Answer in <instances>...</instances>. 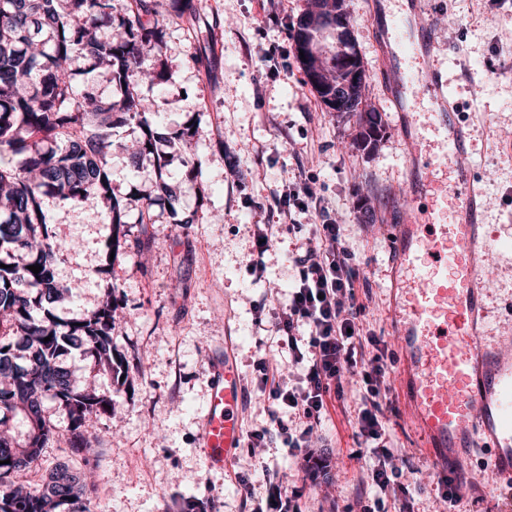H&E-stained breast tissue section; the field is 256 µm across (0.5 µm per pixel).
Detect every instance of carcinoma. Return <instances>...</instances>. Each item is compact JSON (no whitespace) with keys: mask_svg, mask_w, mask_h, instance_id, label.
Segmentation results:
<instances>
[{"mask_svg":"<svg viewBox=\"0 0 512 512\" xmlns=\"http://www.w3.org/2000/svg\"><path fill=\"white\" fill-rule=\"evenodd\" d=\"M157 0H133L118 11L112 0H0V512H91L94 483L68 463L53 460L42 483L33 488L16 475L45 456L61 437L73 458L94 453L85 423L110 415L113 394L126 382L129 362L112 340L119 303L114 288L104 290L89 312L67 320L55 309L69 288L55 280L57 246L49 229L43 197L77 207L95 194L107 202L101 221L111 225L107 252L125 249L128 204L112 192L108 157L111 129L136 121L142 133L132 154L134 164L153 158L156 186L177 212L180 195L166 182L168 151L194 141L196 121L169 137L149 120L150 103L136 90L165 77L166 24L154 19ZM305 16L325 19L323 28L350 24L346 0H309L290 23L295 50L311 40ZM308 83L331 112L357 118L361 131L356 147L373 149L383 136L381 119L363 111L365 71L356 46L327 51L324 66L303 61ZM99 69L114 84L108 100L80 89L74 77L86 68ZM349 81V96L336 100V84ZM157 198L135 197L136 223H151ZM39 264L35 274L29 266ZM51 340L44 341V338ZM91 359L89 374L79 380L63 362L71 350ZM110 377L115 389L100 391L94 379ZM62 417L53 424L45 406ZM22 419L26 431L11 434Z\"/></svg>","mask_w":512,"mask_h":512,"instance_id":"carcinoma-1","label":"carcinoma"}]
</instances>
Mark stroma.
I'll use <instances>...</instances> for the list:
<instances>
[{
    "instance_id": "35a3bbf8",
    "label": "stroma",
    "mask_w": 512,
    "mask_h": 512,
    "mask_svg": "<svg viewBox=\"0 0 512 512\" xmlns=\"http://www.w3.org/2000/svg\"><path fill=\"white\" fill-rule=\"evenodd\" d=\"M195 13L169 25L165 82L140 85L155 104L154 126L166 133L197 119L192 151L199 165L187 179L180 153L168 176L192 224H176L157 201L148 224L126 225L128 247L102 272L109 225L89 220L105 203L89 196L81 207L52 196L44 204L61 250L53 265L62 285L85 287L57 308L68 319L91 310L105 288L118 291L123 320L112 338L129 360L126 389L115 394L112 416L86 423L99 452L84 470L96 484L94 512H180L190 500L209 512H245L239 475H252L240 452L228 472L207 470L199 429L210 380L208 363L232 338L244 378L243 426L265 424L266 401L257 386L260 358L273 315L295 279L296 238L282 233L252 266L254 225L281 221L277 199L298 175H307L333 217L346 224L370 290L362 319L386 353L396 352L390 321L394 255L385 229L403 223L410 206V170L390 76L382 67L381 30L372 0H347L353 37L366 72L364 109L379 113L386 134L375 150L356 148L355 118L326 111L308 83L288 26L307 0H195ZM422 21H452L453 30L431 59L462 106L471 160L483 192L486 251L479 271L487 295L490 338L512 333V0H424ZM140 127L115 128L110 166L114 195L126 199L151 187L150 165L134 168L130 147ZM354 391L337 403L311 460L284 448L265 449L272 471L302 492L307 512H345L368 483L369 459L351 458L357 446ZM386 427L401 453L396 495L385 512H512V490L497 487L481 448L463 459L461 498L441 497L442 475L427 461L396 389L383 401Z\"/></svg>"
}]
</instances>
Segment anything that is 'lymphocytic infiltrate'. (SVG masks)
Wrapping results in <instances>:
<instances>
[{"instance_id":"obj_1","label":"lymphocytic infiltrate","mask_w":512,"mask_h":512,"mask_svg":"<svg viewBox=\"0 0 512 512\" xmlns=\"http://www.w3.org/2000/svg\"><path fill=\"white\" fill-rule=\"evenodd\" d=\"M280 212L290 219V226L254 227L256 269L264 268L266 252L284 229H299L298 215L314 213L317 222L297 240L294 263L299 275L272 324L276 343L287 348L295 372L288 377L279 364L258 361V387L267 396L271 424L247 432V443L252 449L275 444L293 457L308 458L333 400L342 398L347 380H354L359 395L358 445L372 449L377 457L371 471L373 492L360 496L356 506L359 512H377L394 492L397 450L382 421L387 363L383 355L373 353L377 341L364 332L360 320L365 306L356 293L360 274L354 253L345 243L343 226L330 218L308 178L298 179L281 197ZM253 469L265 476V495L260 499L252 481L242 482L243 499L252 502L253 512H303L298 495L271 475L267 463L254 461Z\"/></svg>"}]
</instances>
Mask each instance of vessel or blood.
I'll use <instances>...</instances> for the list:
<instances>
[{"label": "vessel or blood", "mask_w": 512, "mask_h": 512, "mask_svg": "<svg viewBox=\"0 0 512 512\" xmlns=\"http://www.w3.org/2000/svg\"><path fill=\"white\" fill-rule=\"evenodd\" d=\"M437 37V29L424 26L401 52L385 58L399 73L390 92L399 111H416L404 93L412 81H425L440 149L449 158L441 190L453 202L449 220H442L441 209L415 205L408 223L387 228L395 252L391 319L404 364L397 387L433 467L456 471L471 449L488 447L492 474L512 486V336L492 343L483 333L481 195L461 106L443 92L440 73L428 64ZM208 370L202 458L207 468L226 471L243 446V376L229 349Z\"/></svg>", "instance_id": "obj_1"}]
</instances>
